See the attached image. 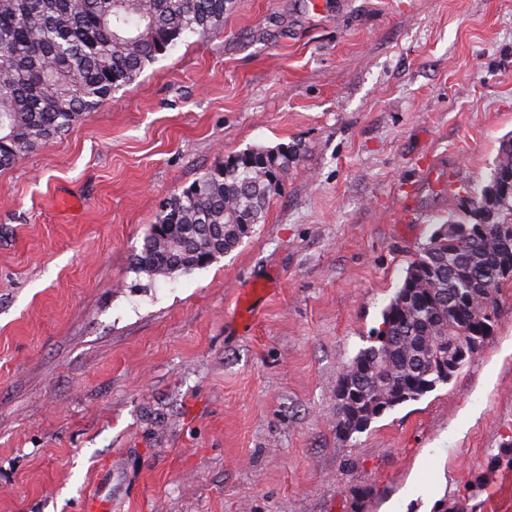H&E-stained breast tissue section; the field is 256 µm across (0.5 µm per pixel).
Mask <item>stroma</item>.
Segmentation results:
<instances>
[{"instance_id": "obj_1", "label": "stroma", "mask_w": 512, "mask_h": 512, "mask_svg": "<svg viewBox=\"0 0 512 512\" xmlns=\"http://www.w3.org/2000/svg\"><path fill=\"white\" fill-rule=\"evenodd\" d=\"M512 137V0H230L0 172V512H512V284L448 384L345 439L336 384ZM299 145L264 221L132 269L160 202Z\"/></svg>"}]
</instances>
